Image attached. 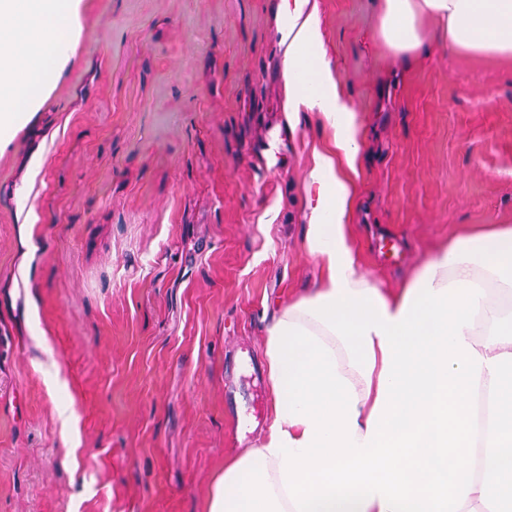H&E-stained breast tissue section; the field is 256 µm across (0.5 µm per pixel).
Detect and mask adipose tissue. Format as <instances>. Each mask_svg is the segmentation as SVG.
<instances>
[{
    "label": "adipose tissue",
    "mask_w": 512,
    "mask_h": 512,
    "mask_svg": "<svg viewBox=\"0 0 512 512\" xmlns=\"http://www.w3.org/2000/svg\"><path fill=\"white\" fill-rule=\"evenodd\" d=\"M294 2L288 104L332 131L305 233L324 280L267 330L271 422L217 478L209 512H512V230L452 241L395 298L360 272L347 177L360 131L317 13ZM82 9L0 0V144L37 111L34 79L68 64ZM429 16L446 19L453 53L512 57V0H385L382 37L416 50Z\"/></svg>",
    "instance_id": "adipose-tissue-1"
}]
</instances>
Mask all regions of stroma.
Returning <instances> with one entry per match:
<instances>
[{"mask_svg":"<svg viewBox=\"0 0 512 512\" xmlns=\"http://www.w3.org/2000/svg\"><path fill=\"white\" fill-rule=\"evenodd\" d=\"M363 144L360 269L398 292L512 228V59L394 54L382 0H309ZM288 0H84L62 75L0 146V512H208L257 447L304 245L317 113L289 111Z\"/></svg>","mask_w":512,"mask_h":512,"instance_id":"35a3bbf8","label":"stroma"}]
</instances>
